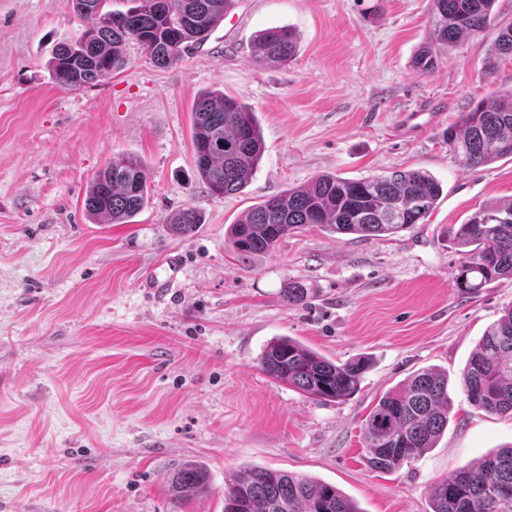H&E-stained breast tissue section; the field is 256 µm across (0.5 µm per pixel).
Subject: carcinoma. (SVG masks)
I'll return each instance as SVG.
<instances>
[{
    "label": "carcinoma",
    "mask_w": 512,
    "mask_h": 512,
    "mask_svg": "<svg viewBox=\"0 0 512 512\" xmlns=\"http://www.w3.org/2000/svg\"><path fill=\"white\" fill-rule=\"evenodd\" d=\"M88 21L75 39L61 43L49 64L51 79L76 90L96 85L126 68V48L134 42L161 68L176 63L188 48L204 42L224 20L234 0H127L110 10L102 25L99 6L110 0H72ZM496 0H433L431 39L413 59L415 71L434 68L438 52L456 48L492 26ZM298 49L289 27L260 33L252 60L259 66L286 65ZM493 52L512 55V25L498 30ZM448 148L465 169L512 156V88L495 90L460 114L448 130ZM192 145L198 181L212 194L228 195L248 185L262 158L264 141L255 112L224 92H206L192 112ZM442 195L441 183L422 170L348 179L317 175L305 185L267 197L227 231V243L240 254L271 251L289 232L312 226L338 235L384 239L418 223ZM148 203L147 172L130 154L112 157L90 184L84 208L96 224H127ZM203 223L193 207L175 211L168 228L191 235ZM461 258L455 287L474 294L512 277V201L474 212L455 232ZM309 292L290 283L283 298L303 304ZM260 370L314 399L337 402L360 388L368 368L364 358L336 364L291 337L271 341ZM461 385L471 405L512 417V308L489 326L468 360ZM452 401L448 374L427 369L401 388L385 393L363 426L368 463L390 472L436 447L448 429ZM211 490L207 471L184 462L168 475L172 512H185L190 498ZM224 512H361L336 486L311 477L260 466L238 470L224 488ZM429 512H512V446L461 466L436 481Z\"/></svg>",
    "instance_id": "cac0c4a2"
}]
</instances>
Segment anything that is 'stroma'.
Returning a JSON list of instances; mask_svg holds the SVG:
<instances>
[{"instance_id": "stroma-1", "label": "stroma", "mask_w": 512, "mask_h": 512, "mask_svg": "<svg viewBox=\"0 0 512 512\" xmlns=\"http://www.w3.org/2000/svg\"><path fill=\"white\" fill-rule=\"evenodd\" d=\"M431 8L236 0L174 65L133 44L126 70L68 91L47 65L83 27L72 0H0V512H169L166 477L183 461L202 464L212 487L187 512H223L224 485L245 464L333 484L360 512H428L436 480L512 444V418L475 408L460 385L512 307V278L460 294L452 234L512 200V157L468 170L443 138L470 103L512 87V56L490 58L489 28L415 72ZM278 26L296 32L295 59L256 66V33ZM214 90L256 112L265 142L247 187L223 197L192 175L194 103ZM428 108L432 122L406 125ZM121 153L143 162L149 201L130 223H93L86 192ZM408 169L443 194L391 237L313 227L247 256L225 240L253 205L314 176ZM187 206L204 222L175 236L167 221ZM173 255L172 288H147ZM291 281L308 304L284 301ZM277 336L371 366L350 397L318 401L260 371ZM426 368L448 374L447 431L399 469L370 470L367 416Z\"/></svg>"}]
</instances>
